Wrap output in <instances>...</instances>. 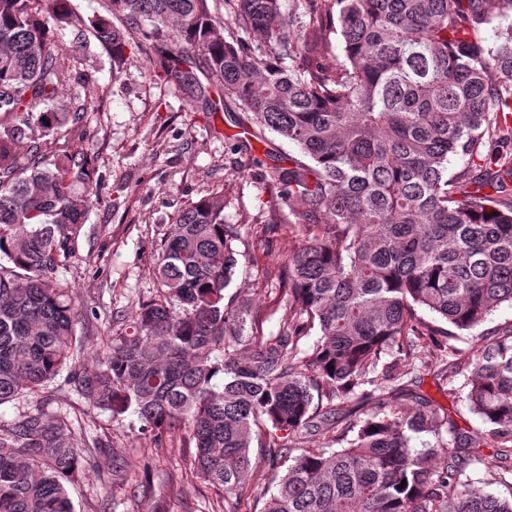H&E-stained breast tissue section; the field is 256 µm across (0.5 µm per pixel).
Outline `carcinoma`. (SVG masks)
I'll return each instance as SVG.
<instances>
[{"instance_id": "obj_1", "label": "carcinoma", "mask_w": 512, "mask_h": 512, "mask_svg": "<svg viewBox=\"0 0 512 512\" xmlns=\"http://www.w3.org/2000/svg\"><path fill=\"white\" fill-rule=\"evenodd\" d=\"M224 5L226 16L217 0H106L90 27L112 71L148 48L149 77L189 105L230 97L247 112L243 133L300 149L288 167L266 152L263 174L306 229L279 282L288 320L246 339L251 309L228 293L239 231L224 223V193H210L162 233L156 294L87 366L77 295L58 276L98 202L75 147L89 101L57 103L70 58L55 42L75 13L71 0H0V406L36 402L0 424V512H74L69 486L88 461L69 414L43 410L64 371L93 407L136 414L156 447L186 434L213 512H239L255 446L285 468L263 512H512V499L461 480L489 444L498 479L512 476V328L468 362L469 408L488 431L457 427L408 380L412 351L436 333L417 309L468 330L512 304V165L448 174L450 158L512 141V23L491 43L471 39L512 0ZM333 34L344 60L330 71L318 59ZM358 394L376 399L359 420L338 408ZM315 433L340 449L305 447ZM420 433L437 445L417 451Z\"/></svg>"}]
</instances>
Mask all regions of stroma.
Returning a JSON list of instances; mask_svg holds the SVG:
<instances>
[{"mask_svg": "<svg viewBox=\"0 0 512 512\" xmlns=\"http://www.w3.org/2000/svg\"><path fill=\"white\" fill-rule=\"evenodd\" d=\"M61 45L73 48L71 35H64ZM73 50V77L61 87L59 104L68 105L82 93L83 82L93 83L97 91L80 147L92 159L99 201L60 272L79 297L82 316L76 334L85 362L93 361L96 347L118 319L154 295L152 268L162 232L185 205L212 192L229 199L224 221L240 231L231 290L258 314L249 336L257 341L277 335L288 317L277 273L300 243L293 232L298 220L267 188L258 169L238 166L231 147L240 110L229 99L216 112L190 107L167 84L147 77L146 53L131 54L116 75L94 37ZM511 326L512 305L505 303L480 325L450 337L443 362L432 357L429 340L421 339L413 353L415 392L448 413L458 427L483 429L466 399V366L479 337ZM49 391L46 412L74 411L79 446L94 456L89 471L69 488L75 512H211L212 491L193 475L183 436L156 448L142 434L137 415L112 419L60 378ZM497 470L495 449L484 448L464 479L481 492L512 496V481L497 482ZM113 475L119 481L110 493L105 480Z\"/></svg>", "mask_w": 512, "mask_h": 512, "instance_id": "35a3bbf8", "label": "stroma"}]
</instances>
